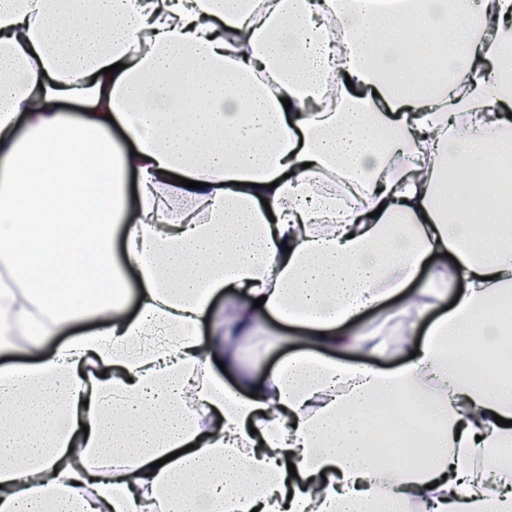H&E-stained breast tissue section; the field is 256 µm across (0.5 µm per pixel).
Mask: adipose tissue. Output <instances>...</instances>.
<instances>
[{
	"label": "adipose tissue",
	"mask_w": 512,
	"mask_h": 512,
	"mask_svg": "<svg viewBox=\"0 0 512 512\" xmlns=\"http://www.w3.org/2000/svg\"><path fill=\"white\" fill-rule=\"evenodd\" d=\"M511 104L512 0H0V512H512V384L451 355L512 352V213L474 245L448 176L512 166ZM270 317L301 335L226 384ZM409 393L421 464L373 462Z\"/></svg>",
	"instance_id": "1"
}]
</instances>
